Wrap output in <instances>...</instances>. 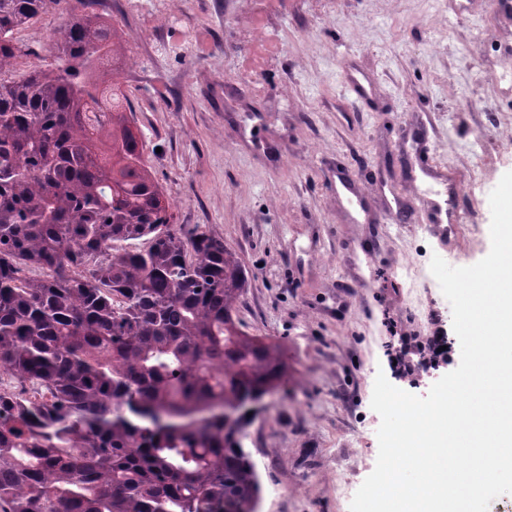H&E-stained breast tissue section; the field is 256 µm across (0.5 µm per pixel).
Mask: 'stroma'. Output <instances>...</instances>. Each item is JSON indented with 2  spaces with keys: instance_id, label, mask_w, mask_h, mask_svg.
I'll return each mask as SVG.
<instances>
[{
  "instance_id": "35a3bbf8",
  "label": "stroma",
  "mask_w": 512,
  "mask_h": 512,
  "mask_svg": "<svg viewBox=\"0 0 512 512\" xmlns=\"http://www.w3.org/2000/svg\"><path fill=\"white\" fill-rule=\"evenodd\" d=\"M128 0L112 22L135 69L122 78L154 177L178 223L202 226L248 273L236 316L278 345L287 372L244 430L259 512H350L345 477L375 468L377 373L426 396L456 369L452 309L433 256L490 251L489 194L512 171V0ZM15 33L33 55L58 24ZM357 173L356 192L336 174ZM461 186L442 235L420 195ZM415 265L398 286L403 260ZM446 328V354L414 352Z\"/></svg>"
}]
</instances>
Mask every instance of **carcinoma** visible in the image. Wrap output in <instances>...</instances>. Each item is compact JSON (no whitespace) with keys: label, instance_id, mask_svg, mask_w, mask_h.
I'll return each mask as SVG.
<instances>
[{"label":"carcinoma","instance_id":"carcinoma-1","mask_svg":"<svg viewBox=\"0 0 512 512\" xmlns=\"http://www.w3.org/2000/svg\"><path fill=\"white\" fill-rule=\"evenodd\" d=\"M63 2L0 0V512H257L244 407L280 348L237 325L238 253L174 223L112 23L67 15L14 75V31Z\"/></svg>","mask_w":512,"mask_h":512}]
</instances>
